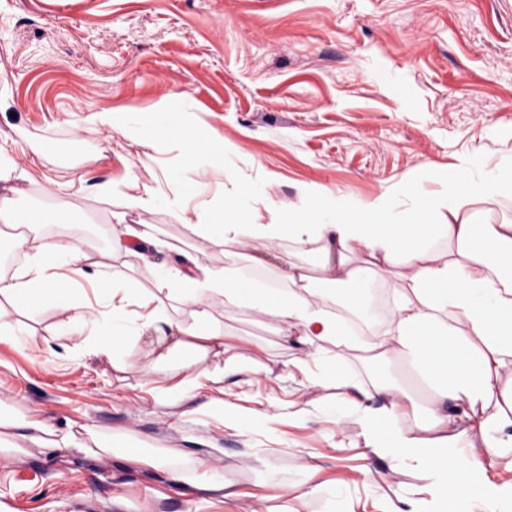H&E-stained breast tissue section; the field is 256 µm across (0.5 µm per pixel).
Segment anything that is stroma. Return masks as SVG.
<instances>
[{
	"label": "stroma",
	"mask_w": 512,
	"mask_h": 512,
	"mask_svg": "<svg viewBox=\"0 0 512 512\" xmlns=\"http://www.w3.org/2000/svg\"><path fill=\"white\" fill-rule=\"evenodd\" d=\"M162 107L223 143V172L205 153L185 165L181 135L131 141ZM100 108L118 127L93 119ZM0 157L18 210L68 203L32 246L80 231L88 265L134 292L193 258L281 284L292 262L315 276L309 226L244 254L192 226L230 198L270 223L308 186L357 203L388 193L403 223L416 198L444 194L440 172L511 164L512 0H0ZM135 175L161 200L156 235L182 248L148 266L112 252L137 215L94 190ZM0 310L14 324L0 341V512H414L428 482L417 462L369 453L347 399L349 383L377 379L361 350L322 343L313 386L291 364L297 338L244 305L216 304L224 346L193 364L135 319L106 355L58 347L52 310ZM449 432L486 483L512 489V454ZM63 433L86 451L53 446Z\"/></svg>",
	"instance_id": "stroma-1"
}]
</instances>
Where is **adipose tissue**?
Listing matches in <instances>:
<instances>
[{
	"mask_svg": "<svg viewBox=\"0 0 512 512\" xmlns=\"http://www.w3.org/2000/svg\"><path fill=\"white\" fill-rule=\"evenodd\" d=\"M446 182L443 204L452 211L464 196L491 200L512 195V165L483 178L467 170L452 171ZM432 209V202L417 201L410 222L397 224L386 197L360 205L316 192L307 200L284 204L281 223H259L250 209L228 202L200 230L222 242L242 233L271 242L300 226H316L324 250L322 280L333 285L337 297L353 310L362 302L364 279L383 276L389 266L403 264L407 285L394 299L388 327L365 339L362 347L377 362L410 354L433 398L419 404L393 380L359 388L357 406L368 445L374 453L410 458L429 469L433 480L424 492L430 499L477 503L484 512H494V493L474 458L450 451L448 428L466 423L484 447L512 452V222L446 224L442 228L448 233V257L443 260L430 245L442 229L431 223ZM9 244L12 250L27 253L28 262L20 273L0 277L1 297L31 308L39 302L54 307L58 319L46 333L64 340L73 336L74 322L94 320L89 306L67 300L73 278L87 273L86 256L76 240L46 241L32 252L28 235L18 234ZM359 248L368 253L363 266L351 260ZM63 261L69 277L52 278V269ZM288 280L287 290L246 288L221 269H204L199 277L178 274V293L196 308V322L187 326L168 317L161 296L133 295L111 274H98L100 292L115 300L113 321L134 312L143 329L160 331L190 362L224 345L223 333L212 325L213 297L247 305L283 336L301 325L304 347L292 364L303 372L314 356L315 342H344L348 333L318 289L312 288L306 266L290 265ZM407 415L414 419L413 428L400 425Z\"/></svg>",
	"mask_w": 512,
	"mask_h": 512,
	"instance_id": "obj_1",
	"label": "adipose tissue"
}]
</instances>
